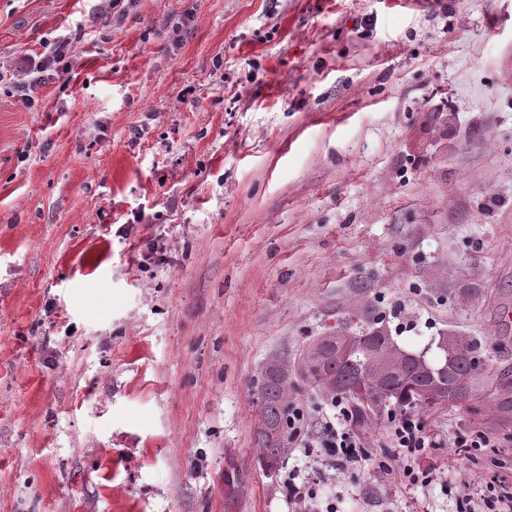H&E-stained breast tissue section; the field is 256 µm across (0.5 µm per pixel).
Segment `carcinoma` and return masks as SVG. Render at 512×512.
I'll return each instance as SVG.
<instances>
[{
  "mask_svg": "<svg viewBox=\"0 0 512 512\" xmlns=\"http://www.w3.org/2000/svg\"><path fill=\"white\" fill-rule=\"evenodd\" d=\"M371 314L366 302L350 312V316L363 322L356 336L376 339L372 349L358 345L346 357L336 360V345L348 336L341 328L309 344L294 361L284 354H275L267 360L260 387L258 436L266 449L268 465L277 464L288 448L284 422L299 384L321 391L322 373L336 379V388L330 394L352 402L360 422L385 407L401 409L408 405L434 407L447 404L467 409L477 421L488 412L502 421L512 422V365H491L479 342L456 330L438 336L439 357L433 360L423 351L403 348L387 333L380 334ZM445 364L448 365V375L437 399L410 397L405 393L407 382L421 383L430 374L437 376L439 368ZM383 368L389 372L387 382L383 386H374L368 400L361 401L355 393L361 379L368 372Z\"/></svg>",
  "mask_w": 512,
  "mask_h": 512,
  "instance_id": "obj_1",
  "label": "carcinoma"
}]
</instances>
